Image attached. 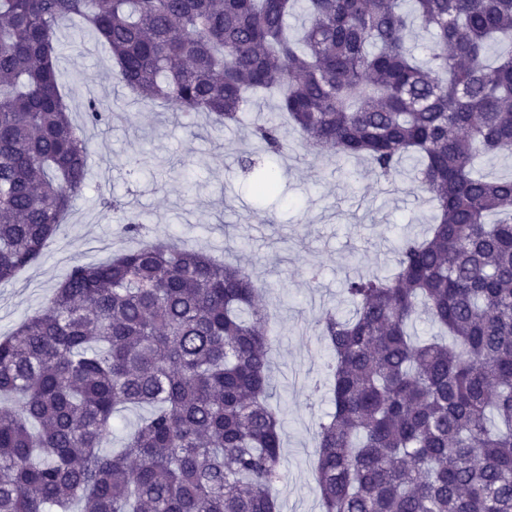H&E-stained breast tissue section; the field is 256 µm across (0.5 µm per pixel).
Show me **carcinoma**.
I'll return each mask as SVG.
<instances>
[{
	"label": "carcinoma",
	"instance_id": "cac0c4a2",
	"mask_svg": "<svg viewBox=\"0 0 512 512\" xmlns=\"http://www.w3.org/2000/svg\"><path fill=\"white\" fill-rule=\"evenodd\" d=\"M307 18L288 32V17ZM77 18L113 79L219 132L260 94L309 146L414 179L434 207L383 277L318 318L334 412L322 512H512V0H0V282L37 262L82 192L87 127L59 89ZM431 41L418 59L407 43ZM252 134L288 149L286 129ZM264 290L167 239L76 262L0 337V512H281ZM448 335L421 339V317ZM147 407L107 451L121 409Z\"/></svg>",
	"mask_w": 512,
	"mask_h": 512
}]
</instances>
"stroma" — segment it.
Masks as SVG:
<instances>
[{"instance_id":"obj_1","label":"stroma","mask_w":512,"mask_h":512,"mask_svg":"<svg viewBox=\"0 0 512 512\" xmlns=\"http://www.w3.org/2000/svg\"><path fill=\"white\" fill-rule=\"evenodd\" d=\"M59 82L74 120L94 96L125 123L87 130L86 185L43 257L0 284V336L9 334L53 294L73 262L100 263L132 246L102 211L105 196L140 214L146 239L167 238L211 252L266 285L275 339L270 352V404L283 422V477L274 487L282 512H320L313 480L316 431L332 407L312 383L331 352L318 334L322 309L342 306L352 276L386 274L403 232L422 236L435 213L411 173L378 178L365 159L339 162L288 135V150L263 153L250 127L275 103L250 106L242 125L215 132L206 114L187 118L162 102H145L112 79V59L94 35L62 26ZM255 167L243 171L242 154ZM262 175L277 195L252 189ZM316 269L309 280L306 272Z\"/></svg>"}]
</instances>
